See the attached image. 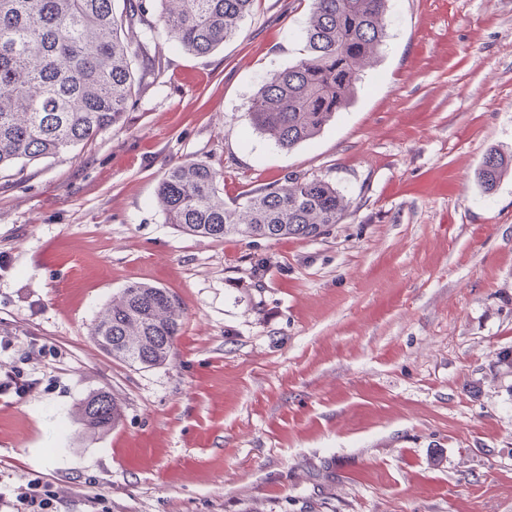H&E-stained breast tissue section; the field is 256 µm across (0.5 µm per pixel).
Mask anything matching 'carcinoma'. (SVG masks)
Instances as JSON below:
<instances>
[{
    "instance_id": "1",
    "label": "carcinoma",
    "mask_w": 512,
    "mask_h": 512,
    "mask_svg": "<svg viewBox=\"0 0 512 512\" xmlns=\"http://www.w3.org/2000/svg\"><path fill=\"white\" fill-rule=\"evenodd\" d=\"M0 0V169L85 145L123 124L136 85L131 57L149 64L140 79L157 81L150 62L158 38L208 55L233 37L253 0ZM388 0H312L303 56L265 78L249 108L252 125L283 149L317 136L349 103L361 72L386 37ZM512 168L497 152L483 160L480 179L492 190ZM223 173L203 162H180L157 189L166 221L181 232L227 237L316 238L339 223L348 201L332 183L289 174L224 202ZM175 293L128 284L99 315L91 336L101 350L143 368L167 363L181 334ZM107 392L78 409L84 429L100 434L121 421Z\"/></svg>"
}]
</instances>
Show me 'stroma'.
<instances>
[{
    "label": "stroma",
    "mask_w": 512,
    "mask_h": 512,
    "mask_svg": "<svg viewBox=\"0 0 512 512\" xmlns=\"http://www.w3.org/2000/svg\"><path fill=\"white\" fill-rule=\"evenodd\" d=\"M377 64L290 150L250 123L302 56L310 0H254L163 71L122 126L0 170V512L46 484L53 512H512V0H389ZM233 202L291 172L349 202L316 238L213 241L167 224L178 162ZM176 293L171 359L91 339L127 284ZM105 391L117 427L75 411ZM511 165V156L505 157L497 152L487 154L480 171V179L485 190H492Z\"/></svg>",
    "instance_id": "stroma-1"
}]
</instances>
